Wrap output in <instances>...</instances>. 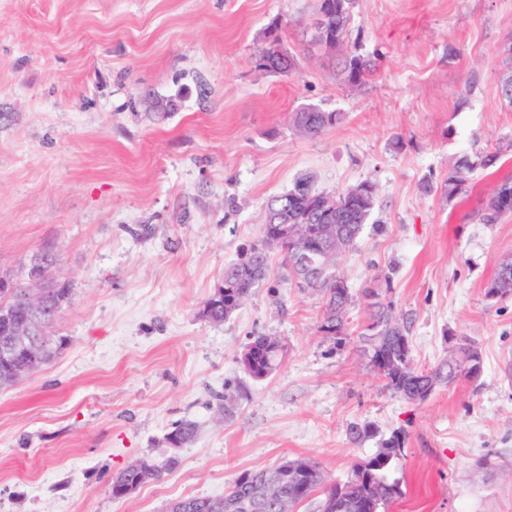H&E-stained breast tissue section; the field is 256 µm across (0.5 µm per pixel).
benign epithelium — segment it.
Segmentation results:
<instances>
[{"mask_svg": "<svg viewBox=\"0 0 512 512\" xmlns=\"http://www.w3.org/2000/svg\"><path fill=\"white\" fill-rule=\"evenodd\" d=\"M316 224H294L288 215V208L277 206L269 214L268 222L276 233L264 238L266 249L274 247L286 238L293 244L290 269L297 276L317 275L330 278L331 266L337 256L338 247L345 239L344 229L336 220V198L323 195L315 215ZM48 279V268L41 262L34 263L29 274V285L16 291L18 285L11 279L0 278V293L12 297L11 306L0 308V380L13 383L21 377L38 370L46 360V342L39 339L42 327L47 322V298L43 283ZM512 285V258L499 265L497 287L490 290V297L499 298L509 293ZM235 287V274L226 273L203 306L202 315L209 317L213 307L225 304L236 307L237 298H225ZM453 371L466 373L478 366V357L472 346L460 342L448 358ZM279 500V486L272 483L247 504L253 512H263L268 505Z\"/></svg>", "mask_w": 512, "mask_h": 512, "instance_id": "obj_1", "label": "benign epithelium"}]
</instances>
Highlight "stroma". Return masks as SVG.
<instances>
[{
  "mask_svg": "<svg viewBox=\"0 0 512 512\" xmlns=\"http://www.w3.org/2000/svg\"><path fill=\"white\" fill-rule=\"evenodd\" d=\"M318 3L0 0V277L26 282L49 251L70 288L48 329L63 349L0 387V512H164L297 457L342 482L395 433L403 495L388 512H512V297L485 296L512 255V214L479 220L512 177V0H352L337 52L312 43ZM274 23L288 74L259 65ZM343 53L381 62L354 87ZM176 94L180 109L159 114L154 100ZM308 105L336 125L298 132L291 116ZM465 155L476 166L447 196ZM303 175L330 196L376 190L334 267L352 294L341 334L294 284L203 318L272 197ZM366 288L410 318L418 367L464 340L479 378L416 403L388 390L359 339ZM256 334L286 348L264 380L239 364ZM185 421L194 435L172 446ZM353 422L371 436L352 442ZM170 458L113 496L128 464Z\"/></svg>",
  "mask_w": 512,
  "mask_h": 512,
  "instance_id": "stroma-1",
  "label": "stroma"
}]
</instances>
